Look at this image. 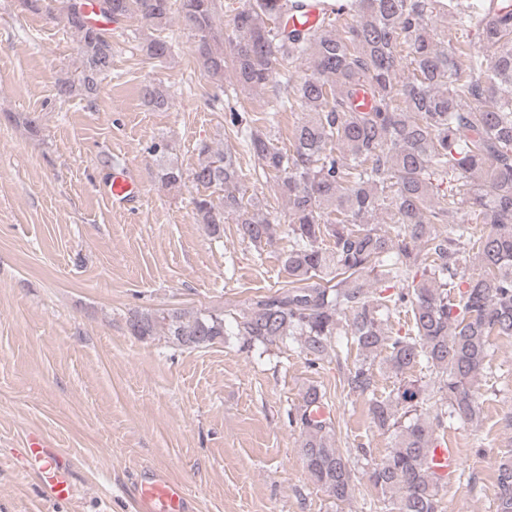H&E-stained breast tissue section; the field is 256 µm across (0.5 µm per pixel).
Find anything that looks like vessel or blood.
<instances>
[{
	"mask_svg": "<svg viewBox=\"0 0 512 512\" xmlns=\"http://www.w3.org/2000/svg\"><path fill=\"white\" fill-rule=\"evenodd\" d=\"M19 467L37 474L46 496L55 501L70 500L72 459L39 431L29 432L17 451ZM144 512H187V493L178 483L159 477L141 488Z\"/></svg>",
	"mask_w": 512,
	"mask_h": 512,
	"instance_id": "1",
	"label": "vessel or blood"
}]
</instances>
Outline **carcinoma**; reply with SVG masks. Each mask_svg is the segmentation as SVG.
<instances>
[{"label": "carcinoma", "instance_id": "carcinoma-1", "mask_svg": "<svg viewBox=\"0 0 512 512\" xmlns=\"http://www.w3.org/2000/svg\"><path fill=\"white\" fill-rule=\"evenodd\" d=\"M78 36L82 70L58 80L61 102L93 99L112 71V29L92 25L83 0H55ZM317 27L288 23L314 0H241L232 35L216 27V0H103L100 14L120 24L135 14L153 34L137 43L165 63L178 49L168 33L178 14L193 36L194 57L219 90L234 71L243 90H269L264 127L224 113L237 148L215 152L202 142L191 173L196 186L224 192L221 205L195 199L200 223L220 238L224 223L257 248L282 233L288 287L259 297L231 317L244 348L293 340L318 367L346 350L348 390L369 396L373 425L394 436L381 459L358 449L365 475L381 493L384 512H444L448 475L434 469L430 448L448 420L474 423L483 401L489 338L512 339V0H324ZM451 17L474 31L485 51L441 46L437 21ZM304 63L310 74L294 78ZM154 110L169 106L160 83L140 87ZM300 107L290 147L272 139L277 113ZM160 180L175 189L182 169L169 145L154 143ZM252 157L288 205L283 222L240 194L239 154ZM455 183L440 197L433 182ZM467 219L456 220L459 211ZM388 226L374 223L377 212ZM446 225V230L439 225ZM485 230L475 234L473 225ZM332 244L325 245V239ZM408 316L407 330L388 322ZM226 314L178 309L127 317L140 339L161 334L185 349L224 341ZM396 379L376 395L375 368ZM428 374L432 386L414 378ZM326 393L308 385L288 417L300 436L311 481L336 505L350 501L356 467L336 447ZM496 512H512V452L495 470Z\"/></svg>", "mask_w": 512, "mask_h": 512}]
</instances>
